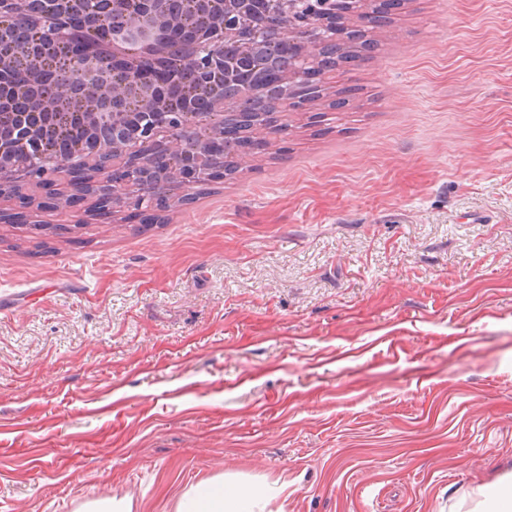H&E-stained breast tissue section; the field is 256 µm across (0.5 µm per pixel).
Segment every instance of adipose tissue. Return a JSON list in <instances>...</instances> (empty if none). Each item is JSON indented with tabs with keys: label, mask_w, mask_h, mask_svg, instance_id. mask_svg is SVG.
I'll return each instance as SVG.
<instances>
[{
	"label": "adipose tissue",
	"mask_w": 512,
	"mask_h": 512,
	"mask_svg": "<svg viewBox=\"0 0 512 512\" xmlns=\"http://www.w3.org/2000/svg\"><path fill=\"white\" fill-rule=\"evenodd\" d=\"M257 497L252 484L220 475L182 493L176 512H254ZM468 499L466 512H512V478L477 486Z\"/></svg>",
	"instance_id": "1"
}]
</instances>
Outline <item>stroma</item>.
<instances>
[{
    "label": "stroma",
    "instance_id": "stroma-1",
    "mask_svg": "<svg viewBox=\"0 0 512 512\" xmlns=\"http://www.w3.org/2000/svg\"><path fill=\"white\" fill-rule=\"evenodd\" d=\"M371 37L164 223H0V512L220 474L287 483L255 512H453L512 473V0Z\"/></svg>",
    "mask_w": 512,
    "mask_h": 512
}]
</instances>
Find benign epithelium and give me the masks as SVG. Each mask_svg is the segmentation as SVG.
<instances>
[{"instance_id":"benign-epithelium-1","label":"benign epithelium","mask_w":512,"mask_h":512,"mask_svg":"<svg viewBox=\"0 0 512 512\" xmlns=\"http://www.w3.org/2000/svg\"><path fill=\"white\" fill-rule=\"evenodd\" d=\"M211 24L199 28L184 17V0H0V195L25 185L42 197L20 201L24 209L78 204L87 198L101 216L117 208L164 221L171 200L147 178L148 158L170 156L167 179L194 187L224 178L212 163L216 144L231 146L241 133L251 145L281 134L279 123L243 112L244 95L289 82L288 105L303 109L321 87L325 68L313 59L317 32L342 30L336 18L356 0L317 17L307 0H192ZM23 14L37 31L23 47L7 30ZM276 30L288 44V68L270 74L253 44ZM208 130L202 145L183 141L187 124ZM66 185L61 190L59 185Z\"/></svg>"}]
</instances>
